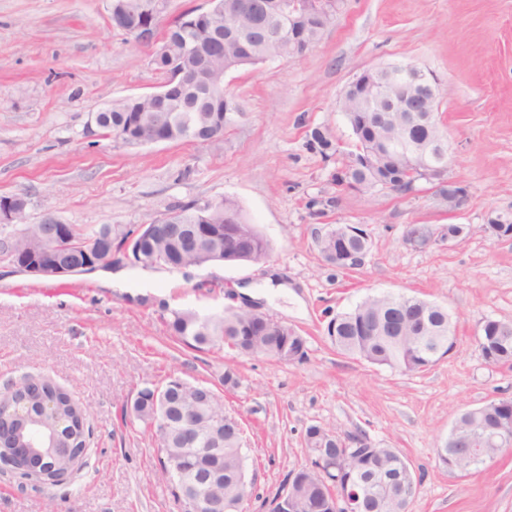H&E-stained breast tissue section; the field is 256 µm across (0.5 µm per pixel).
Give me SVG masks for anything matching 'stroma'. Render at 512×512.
Segmentation results:
<instances>
[{
    "label": "stroma",
    "instance_id": "obj_1",
    "mask_svg": "<svg viewBox=\"0 0 512 512\" xmlns=\"http://www.w3.org/2000/svg\"><path fill=\"white\" fill-rule=\"evenodd\" d=\"M109 0H0V195L29 201L28 221L147 224L194 200L234 197L271 246L261 264L184 271L128 268L129 285L80 274L34 278L0 258V386L24 375L66 390L92 428L79 477L52 484L0 473V512H184L158 462V444L132 414L138 392L168 378L203 381L246 429L256 495L272 498L308 462L309 426L364 432L394 448L422 479L409 512H512V448L463 475L437 448L459 411L512 398V368L487 363L481 322L512 321V238L483 230L512 213V0H344L303 56L226 74L245 115L214 142L130 148L92 120L113 101L157 90L151 47L112 29ZM410 62L438 82L457 209L421 180L402 195L341 190L334 176L354 149L337 101L375 65ZM320 129L337 154L309 151ZM360 224L361 267L328 264L319 239ZM433 232L410 244L411 225ZM459 224L466 236L449 240ZM279 269L288 295L255 309L307 340L304 360L239 358L171 337L172 312H222L238 287L263 288ZM416 296L448 310L453 352L423 373L373 366L337 352L327 325L366 296ZM233 367L238 383L224 384Z\"/></svg>",
    "mask_w": 512,
    "mask_h": 512
}]
</instances>
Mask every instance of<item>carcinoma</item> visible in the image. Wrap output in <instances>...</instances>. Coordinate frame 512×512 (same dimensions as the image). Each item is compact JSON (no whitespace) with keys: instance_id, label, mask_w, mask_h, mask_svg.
I'll use <instances>...</instances> for the list:
<instances>
[{"instance_id":"carcinoma-1","label":"carcinoma","mask_w":512,"mask_h":512,"mask_svg":"<svg viewBox=\"0 0 512 512\" xmlns=\"http://www.w3.org/2000/svg\"><path fill=\"white\" fill-rule=\"evenodd\" d=\"M117 10L139 14L150 19L146 12L147 0H115ZM324 20L316 13L301 25L300 30L288 26V17L273 12L246 9L213 17L201 31L203 42L211 43L201 56L195 58L196 70L211 75L229 72L238 67L256 65L275 57H293L316 43L322 36ZM405 78L401 65L390 66V73L375 76L380 88L377 100L344 94L338 100V109L348 118L356 140V151L336 171V185L345 190L389 187L404 194L414 189L416 182L424 179L419 169L425 164L448 167V141L435 120L437 100L426 98L419 112H383L382 105L389 97L393 84ZM242 114L239 104L224 97L214 100L207 89H201L174 103L154 100L120 99L112 102L109 111L101 113L102 136L124 146L131 145L136 131L163 136L169 142H207L214 132L226 129ZM311 151L322 155L334 149L333 143L320 130L311 132L307 140ZM174 218L155 227L145 253L146 269H160L170 261H177L190 268L200 259L198 253L179 251V239L185 230L195 228L200 232V250L211 252L228 248L224 236L227 224H239L250 237L248 257L255 263L265 262L270 255L267 239L250 224L237 202L226 196L217 201L197 200L173 209ZM16 223L0 222V252L15 262L18 257L37 249L54 250L44 222L27 223V208L16 209ZM73 241L67 255L74 260L90 254L105 258L112 250L119 249L137 227L128 224L70 225ZM171 336L194 349L229 348L242 355L246 349L267 351L271 357L282 359L288 353L306 345L302 336L288 339L277 330L264 331L257 327L249 308L224 310L216 316L202 317L193 311H175L168 322ZM331 343L340 352L356 357L371 365L392 369L403 367L407 372H423L434 366L448 353V336L452 335L448 311L426 300L413 297L399 302V296L376 294L359 303L354 309L337 315L336 324L328 326ZM481 344L493 354L495 363H512V322L486 319L480 331ZM174 380L164 385L141 390L133 403V414L153 429L167 418L170 427L160 435L163 448L172 451L182 447L181 409L172 399L163 401L170 394ZM203 403L198 408L187 407L186 412L206 425L221 423L224 452L218 458L188 460V467L197 468L202 463L224 467V487L216 493L224 501L234 503L233 481L246 463L243 441L244 428L238 418L225 411L224 402L210 387L196 384ZM10 396L27 399L32 406L47 398L55 402L57 419L63 425L47 432L50 438L61 439L74 456L84 457L91 429L86 425L78 404L62 388L44 378H26L18 382ZM512 420V400L499 401L487 407L486 419ZM472 422L462 421L456 434L448 439L443 452H451L446 464L453 461L454 468L469 472L467 449L473 447ZM5 434L0 438L3 449L15 447L22 436L21 423H4ZM378 466L360 474L357 480L362 488V512H392L389 498L392 491V473L395 457L390 449H379ZM322 476L311 473L297 503V512H309V500L318 492Z\"/></svg>"}]
</instances>
